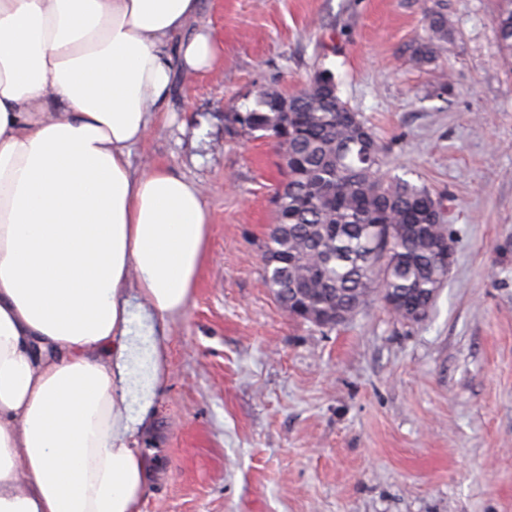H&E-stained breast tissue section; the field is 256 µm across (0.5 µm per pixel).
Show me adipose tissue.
Here are the masks:
<instances>
[{
  "label": "adipose tissue",
  "mask_w": 512,
  "mask_h": 512,
  "mask_svg": "<svg viewBox=\"0 0 512 512\" xmlns=\"http://www.w3.org/2000/svg\"><path fill=\"white\" fill-rule=\"evenodd\" d=\"M199 11L0 0V512H140L138 436L210 223L195 182L130 149L174 70L212 66Z\"/></svg>",
  "instance_id": "obj_1"
}]
</instances>
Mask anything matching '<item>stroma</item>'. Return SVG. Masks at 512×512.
Returning <instances> with one entry per match:
<instances>
[{"mask_svg": "<svg viewBox=\"0 0 512 512\" xmlns=\"http://www.w3.org/2000/svg\"><path fill=\"white\" fill-rule=\"evenodd\" d=\"M500 3L201 0L217 61L177 74L130 156L199 182L211 224L138 437L151 471L140 512H512V66ZM437 9L448 36L412 64ZM321 70L392 174L444 200L454 255L421 321L375 300L322 329L290 317L264 281L282 159L271 139L228 133L224 115ZM502 6L495 17L500 45L512 57V0H502Z\"/></svg>", "mask_w": 512, "mask_h": 512, "instance_id": "obj_1", "label": "stroma"}]
</instances>
